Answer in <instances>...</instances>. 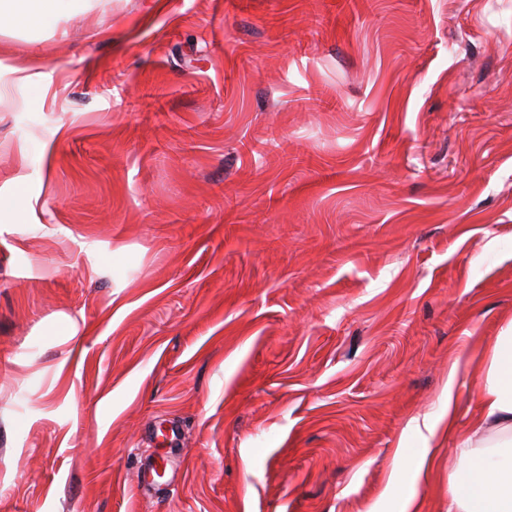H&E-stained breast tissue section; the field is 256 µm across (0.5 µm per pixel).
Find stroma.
I'll return each instance as SVG.
<instances>
[{
	"instance_id": "stroma-1",
	"label": "stroma",
	"mask_w": 512,
	"mask_h": 512,
	"mask_svg": "<svg viewBox=\"0 0 512 512\" xmlns=\"http://www.w3.org/2000/svg\"><path fill=\"white\" fill-rule=\"evenodd\" d=\"M80 5L0 32V512H401L512 319V0Z\"/></svg>"
}]
</instances>
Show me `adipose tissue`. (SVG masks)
<instances>
[{
    "label": "adipose tissue",
    "instance_id": "1",
    "mask_svg": "<svg viewBox=\"0 0 512 512\" xmlns=\"http://www.w3.org/2000/svg\"><path fill=\"white\" fill-rule=\"evenodd\" d=\"M483 364L475 411L462 416L458 374L473 359ZM445 409L424 418V444L412 468L420 476L434 446L447 440L457 467L448 476L447 512H512V321L486 342L481 356L461 349L448 369Z\"/></svg>",
    "mask_w": 512,
    "mask_h": 512
}]
</instances>
